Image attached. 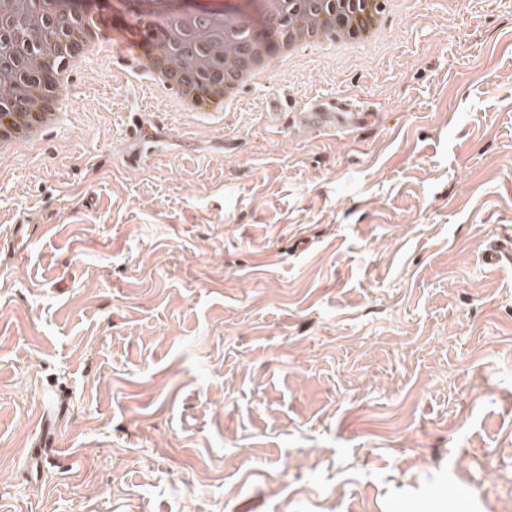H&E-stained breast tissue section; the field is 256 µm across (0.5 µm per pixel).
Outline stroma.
Masks as SVG:
<instances>
[{"mask_svg": "<svg viewBox=\"0 0 512 512\" xmlns=\"http://www.w3.org/2000/svg\"><path fill=\"white\" fill-rule=\"evenodd\" d=\"M385 25L216 127L78 62L0 160V512H512V0ZM341 95L378 122L289 124ZM48 106H41L40 110H29L22 123H18L13 115L5 114L0 119V153L5 157L20 147L33 145L37 134L49 121H62L65 112H50Z\"/></svg>", "mask_w": 512, "mask_h": 512, "instance_id": "1", "label": "stroma"}]
</instances>
